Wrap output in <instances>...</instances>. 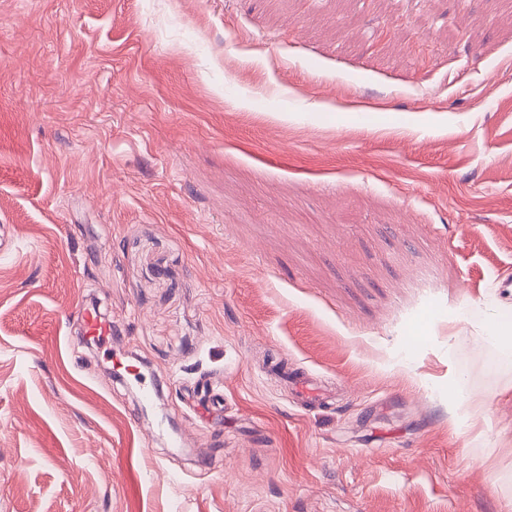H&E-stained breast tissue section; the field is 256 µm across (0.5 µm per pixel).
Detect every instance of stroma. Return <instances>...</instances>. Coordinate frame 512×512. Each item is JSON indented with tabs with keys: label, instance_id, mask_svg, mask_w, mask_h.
<instances>
[{
	"label": "stroma",
	"instance_id": "1",
	"mask_svg": "<svg viewBox=\"0 0 512 512\" xmlns=\"http://www.w3.org/2000/svg\"><path fill=\"white\" fill-rule=\"evenodd\" d=\"M507 276L496 0H0V512H512ZM79 312L84 336L88 338L112 336V322L102 319L96 312L86 307H81Z\"/></svg>",
	"mask_w": 512,
	"mask_h": 512
}]
</instances>
